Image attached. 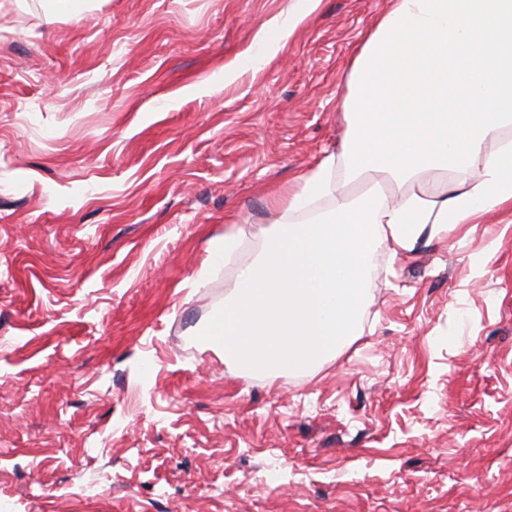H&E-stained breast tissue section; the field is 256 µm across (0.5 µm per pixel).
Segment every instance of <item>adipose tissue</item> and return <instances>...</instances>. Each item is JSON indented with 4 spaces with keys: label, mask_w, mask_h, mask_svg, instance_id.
<instances>
[{
    "label": "adipose tissue",
    "mask_w": 512,
    "mask_h": 512,
    "mask_svg": "<svg viewBox=\"0 0 512 512\" xmlns=\"http://www.w3.org/2000/svg\"><path fill=\"white\" fill-rule=\"evenodd\" d=\"M346 102L340 152L301 175L282 204L288 214L327 197L329 211L265 235L201 331L225 362L270 374L326 359L356 332L378 248L409 252L426 225L443 230L512 207V142L483 150L512 122V0H391L354 60ZM338 163L363 182L360 194L332 180ZM448 170L469 177L453 197L422 189L392 201L368 178Z\"/></svg>",
    "instance_id": "obj_1"
}]
</instances>
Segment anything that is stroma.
Returning a JSON list of instances; mask_svg holds the SVG:
<instances>
[{"mask_svg": "<svg viewBox=\"0 0 512 512\" xmlns=\"http://www.w3.org/2000/svg\"><path fill=\"white\" fill-rule=\"evenodd\" d=\"M389 0H0V512H512V215L379 248L357 332L259 375L200 329L339 151ZM239 70L225 82L226 68Z\"/></svg>", "mask_w": 512, "mask_h": 512, "instance_id": "stroma-1", "label": "stroma"}]
</instances>
